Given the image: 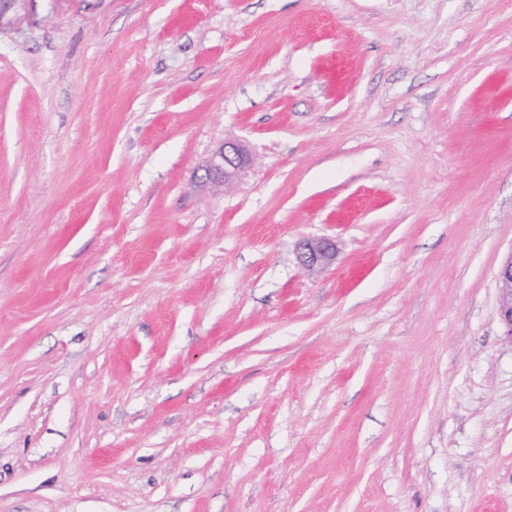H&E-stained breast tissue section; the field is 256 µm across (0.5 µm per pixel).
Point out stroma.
Returning a JSON list of instances; mask_svg holds the SVG:
<instances>
[{
	"label": "stroma",
	"mask_w": 512,
	"mask_h": 512,
	"mask_svg": "<svg viewBox=\"0 0 512 512\" xmlns=\"http://www.w3.org/2000/svg\"><path fill=\"white\" fill-rule=\"evenodd\" d=\"M511 256L512 0H0V512H512ZM249 163L243 146L236 141L222 142L201 165V179L216 190L237 179ZM300 246V264L307 270L328 267L336 260V243L333 239H306ZM496 286L498 304L495 317L503 329V336L512 343V256L500 266Z\"/></svg>",
	"instance_id": "obj_1"
}]
</instances>
